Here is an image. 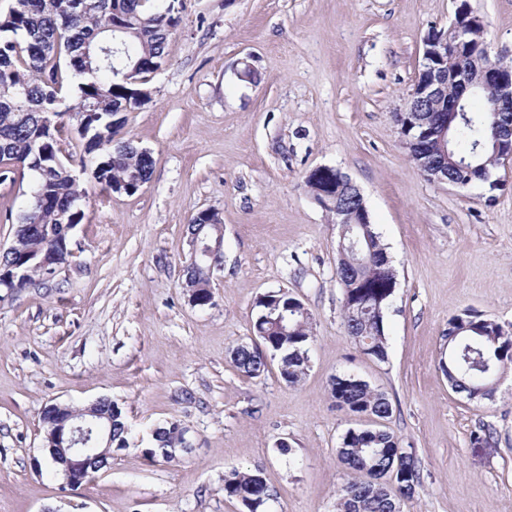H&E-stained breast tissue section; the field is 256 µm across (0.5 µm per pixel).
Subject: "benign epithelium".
I'll return each instance as SVG.
<instances>
[{
  "label": "benign epithelium",
  "instance_id": "7a95c632",
  "mask_svg": "<svg viewBox=\"0 0 512 512\" xmlns=\"http://www.w3.org/2000/svg\"><path fill=\"white\" fill-rule=\"evenodd\" d=\"M488 26L484 18L474 12L468 0H461L455 18L447 30H433L424 39L422 65L411 91L407 107L400 113L401 131H406L425 112H455V98L448 96L449 87L463 95L474 89L490 92V111L495 114L512 112V75L480 61L465 60L461 46L471 37L488 52ZM341 188L349 193L363 215H368L366 203L359 187L344 173H339ZM319 204L335 214V223L347 220L344 203L336 194L322 193ZM209 219L187 225L189 264L205 273L204 279L189 278L183 287L195 305H203V291L211 288L214 259L224 253V227L214 211ZM60 267L58 254H51L44 261L42 281L52 282ZM97 402L86 405L81 411L60 407L50 424L48 461L62 465V474L71 487L85 481L90 463L112 455L111 429L94 416Z\"/></svg>",
  "mask_w": 512,
  "mask_h": 512
}]
</instances>
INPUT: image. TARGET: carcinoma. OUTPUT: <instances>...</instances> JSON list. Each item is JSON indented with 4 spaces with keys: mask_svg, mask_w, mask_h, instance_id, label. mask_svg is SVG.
<instances>
[{
    "mask_svg": "<svg viewBox=\"0 0 512 512\" xmlns=\"http://www.w3.org/2000/svg\"><path fill=\"white\" fill-rule=\"evenodd\" d=\"M157 0H21L8 12L0 13V86L20 89L22 94L0 97V179L11 180L18 171L32 175L35 194L27 210L18 217L14 249L0 254V273L25 269L31 276L17 282L15 290L36 286L38 270L45 257L67 235L64 223L78 224L84 212L78 202L86 191L73 179L69 169L85 167L90 158L105 157L106 167L94 168L101 190L112 192V184L131 177L149 181L151 154L133 151L130 140L119 137L121 112L140 107L139 90L148 76L167 59L166 48L182 21L184 0H172L163 9ZM117 34L116 50L97 63L96 47ZM77 87V103L60 110L64 92ZM485 93H468L460 102L459 115L448 118V153L457 163L448 176L465 186L489 181L498 166V155L509 150L510 140L494 138V117ZM74 118L87 129L83 155L58 154L66 120ZM427 134L414 133L420 148L411 156L420 170L441 166L444 158L433 150L436 129L432 113L425 116ZM60 160L51 175L39 172L40 164ZM362 232L363 251H344L345 261L336 268V280L343 296L357 301L365 320L344 322L345 330L363 354L378 360L387 358L385 310L391 302L394 269L385 245L373 224ZM296 298L284 290L271 291L256 301L253 329L263 333L260 343H240L230 352L234 367L249 378L267 370L263 356L279 359L281 377L297 384L306 375L312 341L311 322L297 314L283 334L274 322L272 310L296 307ZM448 379L457 393L472 398L494 395L500 373L512 366V332L493 320L465 312L448 320ZM331 396L336 406L355 416H372L381 421L392 413L387 396L366 381L343 374L333 377ZM97 411L111 421L112 444L125 447L128 427L122 410L110 400L100 402ZM149 449L150 458L165 448H179L182 439L171 424L156 428ZM339 463L363 475L346 481L340 488L336 512H393L397 497H413L420 485L417 457L399 448L398 440L379 425L348 429L337 450ZM394 476L397 494L382 482ZM224 495L237 499L246 512H258L274 500V491L261 472H233L224 477Z\"/></svg>",
    "mask_w": 512,
    "mask_h": 512,
    "instance_id": "carcinoma-1",
    "label": "carcinoma"
}]
</instances>
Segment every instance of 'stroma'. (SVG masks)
<instances>
[{
	"label": "stroma",
	"instance_id": "35a3bbf8",
	"mask_svg": "<svg viewBox=\"0 0 512 512\" xmlns=\"http://www.w3.org/2000/svg\"><path fill=\"white\" fill-rule=\"evenodd\" d=\"M492 57L512 63V0H470ZM456 0H188L121 137L154 166L136 194L109 195L91 172L85 216L55 285L0 288V512H243L232 471H261L269 512H336L347 474L342 435L374 426L337 409L334 376L385 393L387 430L420 461L402 512H512V368L490 399L455 392L441 368L451 317L512 325V161L496 187L426 180L395 121L421 67L423 40L447 29ZM330 166L361 189L397 285L388 356L346 335L336 281L339 228L305 177ZM224 226L214 302L182 286L185 229L199 211ZM308 309L305 378L277 361L248 378L230 349L250 341L266 292ZM115 402L128 426L94 481L74 490L44 468L51 404ZM178 422L192 452L149 459L152 429ZM488 440L475 442L477 431ZM290 453L282 455L280 442Z\"/></svg>",
	"mask_w": 512,
	"mask_h": 512
}]
</instances>
